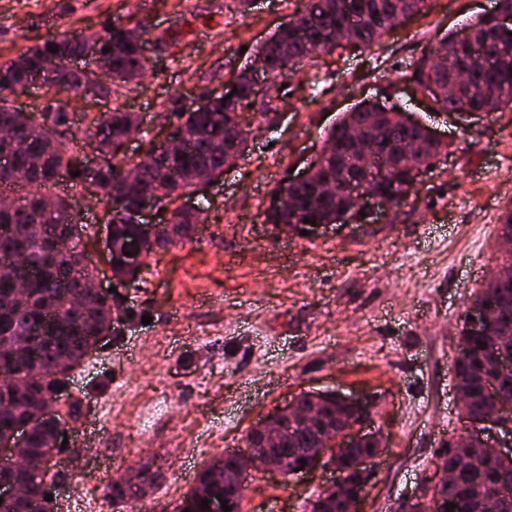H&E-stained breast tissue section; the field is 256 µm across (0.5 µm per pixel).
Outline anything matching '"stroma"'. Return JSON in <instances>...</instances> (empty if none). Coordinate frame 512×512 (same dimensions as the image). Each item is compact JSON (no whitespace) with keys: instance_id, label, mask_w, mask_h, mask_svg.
<instances>
[{"instance_id":"stroma-1","label":"stroma","mask_w":512,"mask_h":512,"mask_svg":"<svg viewBox=\"0 0 512 512\" xmlns=\"http://www.w3.org/2000/svg\"><path fill=\"white\" fill-rule=\"evenodd\" d=\"M298 0H0V60L56 32L92 33L113 18L145 21L147 75L112 99L66 96L75 129L123 106L144 141L162 140L164 102L220 91L296 15ZM497 0H432L368 50L303 58L279 113L246 111L249 148L208 191L192 240L148 261L121 289L128 318L70 378L61 411L69 447L52 462L58 512H175L202 470L307 391L367 393L388 446L365 512H403L433 484L438 453L460 425L453 387L456 326L473 288L502 263L501 218L512 209V109L455 121L432 110L409 76L425 48L494 11ZM397 103L444 135L432 172L380 222L314 235L265 221L276 189L304 171L330 128L361 102ZM150 324H143V316ZM171 407L160 408L163 397ZM147 470L144 495L115 505L107 476ZM330 474L252 473L242 512H305Z\"/></svg>"}]
</instances>
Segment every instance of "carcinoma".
<instances>
[{
    "instance_id": "1",
    "label": "carcinoma",
    "mask_w": 512,
    "mask_h": 512,
    "mask_svg": "<svg viewBox=\"0 0 512 512\" xmlns=\"http://www.w3.org/2000/svg\"><path fill=\"white\" fill-rule=\"evenodd\" d=\"M428 0H307L304 10L287 26L276 31L258 50L253 62L260 66L240 70L231 98L213 100V111L197 112L179 97L167 100L164 110L177 121L185 147L172 154L148 150L145 157L131 164L120 153L123 139L131 129V113L116 106L99 112L88 125L73 131L70 112L56 103L37 110L46 126L41 134L30 129L27 113L18 112L10 103L17 88L40 80L52 82L61 90L77 94L93 92L104 98L112 96V87L99 84L93 72L73 68L68 60L84 53L93 41L99 49L109 48L112 80L127 84L141 77L147 68L142 54L146 43L145 25L130 26L114 19L88 36L49 34L40 42L21 50L12 59L0 61V131L12 130L11 140L0 137V188L18 187L25 194L17 196L12 207L0 208V366H10L16 384H0V439L32 420L53 400L58 383L79 367L90 355V347L100 336L116 331L112 320L118 301L110 294H97L87 288L94 272L84 262L81 249L89 225L80 221L68 198L57 197L53 204L43 202L41 189L56 184L61 173L80 172L70 178L78 192L87 184L98 186L113 226L116 250L112 261L117 278L127 284L137 281L141 268H125L123 251L135 242L143 250V261L176 241L192 239L204 211L193 213L176 206L178 200L198 191L205 179L223 176L225 158L241 154L247 139L226 135L224 118L254 106L262 116L274 113L277 105L258 101L256 88L262 79L285 77L295 61L313 54L332 53L347 47L369 48L394 25L400 13L410 16L427 10ZM472 41L435 64L434 48L424 51L411 75L417 87L433 83L440 93L433 97L435 107L462 116L472 109L485 113L504 106L512 107V36L497 29L491 18L481 16L466 25ZM56 52L49 51V47ZM469 69V88L448 93V84L456 74ZM404 109L372 104L355 106L329 131L319 165L301 183L286 186L293 206L282 212L265 211V223L281 229L301 230L303 220L317 224H361L362 216L350 200L338 194L327 197L319 191L325 181L343 182L355 176L365 177L378 170L385 178L382 188L393 198L411 192V182L401 155L402 146L417 148L415 164L429 172L445 147L428 138L421 123L407 125L400 120ZM101 156L98 169L84 166L85 149ZM134 165L140 175L132 182L123 178V170ZM164 205L170 208L171 223L178 228L174 238L143 236L132 215L140 205ZM41 225L40 234L32 231ZM497 306L500 324L473 335L468 319H462L458 352L464 357L457 371L467 391L465 411L480 416L493 407L489 389L498 402L512 407V373L500 372L498 359L512 360V282L486 279L471 294L470 307ZM358 418L352 405L334 397L320 406L314 423H299L273 418L269 425L284 430L279 446L266 449L271 466L281 463L284 455L293 458L296 467L316 447L318 434L340 431ZM58 424L50 417L33 427L27 446L21 449L29 460L25 470L0 466V482L18 480L26 497L16 503L0 504V512H54L57 502L45 500L52 493L50 466L46 462L56 450ZM378 442L368 439L351 448L341 449L336 463L346 473L341 491L321 489L315 501L322 512H347L348 499L365 491L370 479L366 469L356 467L357 460L374 454ZM455 448L447 444L442 463L455 470V480L441 490L448 502L456 504L452 512H483V502L505 491H512V460L494 459L485 468H456ZM238 453H225L211 461L195 485L183 497L176 512H207L201 501L222 498L239 504L243 498ZM107 497L116 504L132 497L130 487L118 480L108 484Z\"/></svg>"
}]
</instances>
